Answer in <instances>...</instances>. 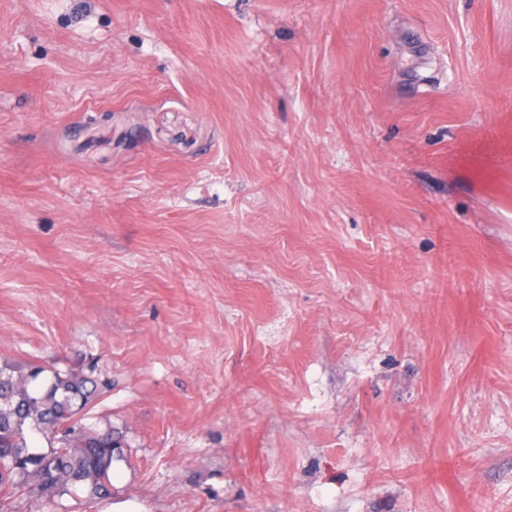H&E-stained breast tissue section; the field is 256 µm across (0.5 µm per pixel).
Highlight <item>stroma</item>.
Here are the masks:
<instances>
[{
  "label": "stroma",
  "instance_id": "stroma-1",
  "mask_svg": "<svg viewBox=\"0 0 512 512\" xmlns=\"http://www.w3.org/2000/svg\"><path fill=\"white\" fill-rule=\"evenodd\" d=\"M1 364L148 512H512V0H0Z\"/></svg>",
  "mask_w": 512,
  "mask_h": 512
}]
</instances>
